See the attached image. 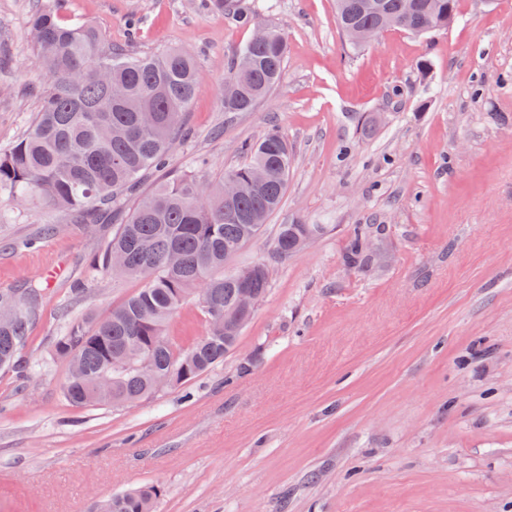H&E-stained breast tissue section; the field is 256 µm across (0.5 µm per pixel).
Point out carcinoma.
<instances>
[{"label": "carcinoma", "instance_id": "1", "mask_svg": "<svg viewBox=\"0 0 512 512\" xmlns=\"http://www.w3.org/2000/svg\"><path fill=\"white\" fill-rule=\"evenodd\" d=\"M241 26H255L239 0H202ZM350 24L382 33L415 34L448 27V0H336V25ZM39 58L50 75L39 110L22 137L0 151V197L25 202L38 194L47 203L76 211L83 224L117 222L94 265L141 288L102 318H72L53 339V355L75 364L64 394L79 406L123 407L156 393L154 374L182 370L174 384L196 378L224 362L241 335L198 337L183 347L166 336L177 309L196 297L205 318L236 313L245 326L255 311H239L240 288L258 300L270 290L267 264L255 263L244 285L235 275H215L224 263L261 232L288 187L293 150L276 128L241 144L246 162L228 172L242 193L224 199V179L208 181L182 174L164 182L128 215L117 200L132 191L144 173L164 166L175 144L188 135L186 114L199 92L193 55L167 49L132 56L106 45L91 25L64 21L54 0H45L30 16ZM287 44L276 29L261 42L247 41L228 63L226 79L237 93L224 98V111L248 112L278 84ZM324 233L322 224H282L272 254L285 259ZM124 264L113 268L112 252ZM347 262L364 268L371 262L367 238L355 228ZM42 289L0 290V308L16 317L0 323V369L15 367L28 343L32 308ZM161 491L153 485L109 495L96 512H154Z\"/></svg>", "mask_w": 512, "mask_h": 512}]
</instances>
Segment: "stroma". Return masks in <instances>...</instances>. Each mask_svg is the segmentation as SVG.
Listing matches in <instances>:
<instances>
[{"instance_id":"1","label":"stroma","mask_w":512,"mask_h":512,"mask_svg":"<svg viewBox=\"0 0 512 512\" xmlns=\"http://www.w3.org/2000/svg\"><path fill=\"white\" fill-rule=\"evenodd\" d=\"M36 2L0 0V150L48 84ZM244 2L288 53L252 111L228 112L227 64L252 28L199 0H62L106 44L198 61L188 139L141 192L221 178L272 124L294 161L279 210L224 266L271 271L234 350L119 409L66 401L68 365L50 356L69 319L140 287L92 267L111 227L0 198V290H44L23 374L0 373V512H95L146 484L162 489L155 512H512V0H458L449 28L389 30L358 53L336 0ZM297 220L326 231L274 259ZM357 226L379 256L365 271L345 262Z\"/></svg>"}]
</instances>
